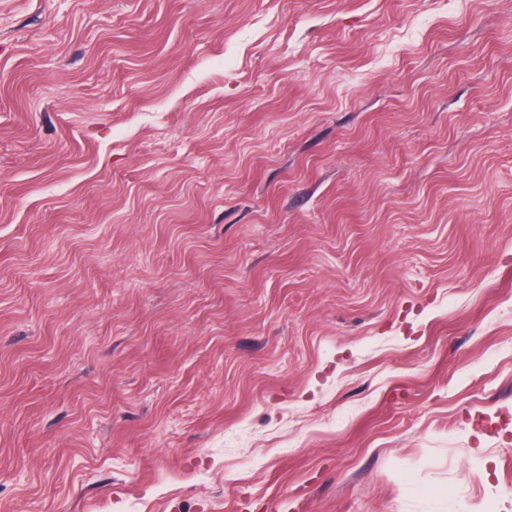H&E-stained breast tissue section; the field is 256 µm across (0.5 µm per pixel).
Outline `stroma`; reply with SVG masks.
<instances>
[{
    "label": "stroma",
    "mask_w": 512,
    "mask_h": 512,
    "mask_svg": "<svg viewBox=\"0 0 512 512\" xmlns=\"http://www.w3.org/2000/svg\"><path fill=\"white\" fill-rule=\"evenodd\" d=\"M0 512H512V0H0Z\"/></svg>",
    "instance_id": "1"
}]
</instances>
